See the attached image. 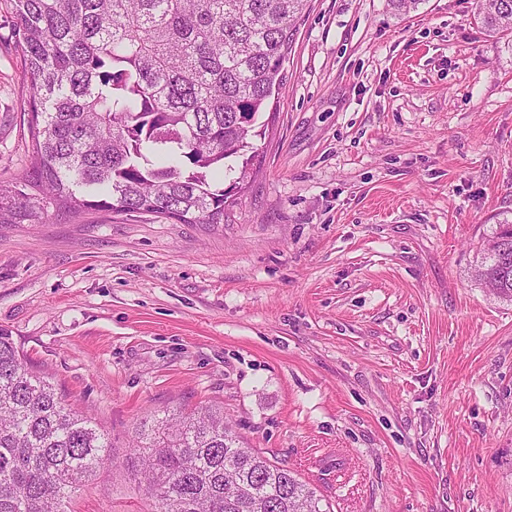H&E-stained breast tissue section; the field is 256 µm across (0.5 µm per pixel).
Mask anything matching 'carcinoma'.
Masks as SVG:
<instances>
[{
	"mask_svg": "<svg viewBox=\"0 0 512 512\" xmlns=\"http://www.w3.org/2000/svg\"><path fill=\"white\" fill-rule=\"evenodd\" d=\"M33 91L30 163L0 185V224L99 212L222 224L260 163L253 140L308 0H7ZM486 35L512 0H478ZM512 301V221L479 269ZM111 442L0 330V512H68ZM154 512H323L285 466L243 446L218 408L137 430Z\"/></svg>",
	"mask_w": 512,
	"mask_h": 512,
	"instance_id": "cac0c4a2",
	"label": "carcinoma"
}]
</instances>
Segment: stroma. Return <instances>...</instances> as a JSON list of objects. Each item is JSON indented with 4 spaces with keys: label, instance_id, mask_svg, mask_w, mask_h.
I'll return each mask as SVG.
<instances>
[{
    "label": "stroma",
    "instance_id": "1",
    "mask_svg": "<svg viewBox=\"0 0 512 512\" xmlns=\"http://www.w3.org/2000/svg\"><path fill=\"white\" fill-rule=\"evenodd\" d=\"M478 0H311L231 221L0 224V329L108 433L71 512H149L136 428L220 406L331 512H512V50ZM0 6V182L32 91ZM498 226L481 258L479 275L482 284L493 295L512 301V221L503 218ZM494 274H503L501 280Z\"/></svg>",
    "mask_w": 512,
    "mask_h": 512
}]
</instances>
